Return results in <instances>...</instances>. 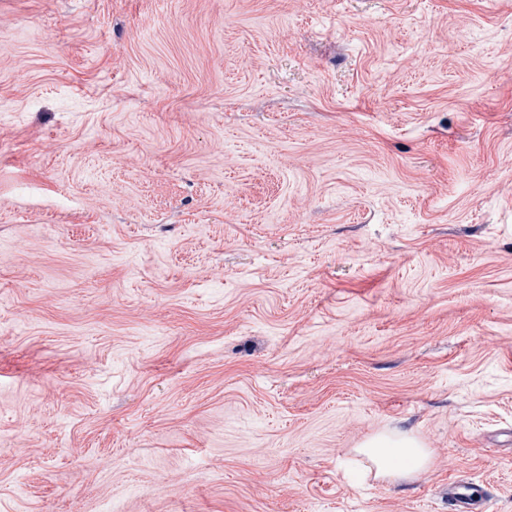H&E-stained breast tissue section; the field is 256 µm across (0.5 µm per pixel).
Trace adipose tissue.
Wrapping results in <instances>:
<instances>
[{
    "label": "adipose tissue",
    "instance_id": "obj_1",
    "mask_svg": "<svg viewBox=\"0 0 512 512\" xmlns=\"http://www.w3.org/2000/svg\"><path fill=\"white\" fill-rule=\"evenodd\" d=\"M375 468V476L388 481L409 480L425 470L432 461L431 449L406 433L378 435L359 448Z\"/></svg>",
    "mask_w": 512,
    "mask_h": 512
}]
</instances>
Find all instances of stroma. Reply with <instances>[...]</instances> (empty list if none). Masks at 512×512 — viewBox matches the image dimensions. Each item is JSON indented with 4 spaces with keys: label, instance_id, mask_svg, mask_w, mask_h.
Wrapping results in <instances>:
<instances>
[{
    "label": "stroma",
    "instance_id": "1",
    "mask_svg": "<svg viewBox=\"0 0 512 512\" xmlns=\"http://www.w3.org/2000/svg\"><path fill=\"white\" fill-rule=\"evenodd\" d=\"M461 478L512 512V0H0V512ZM358 452L370 459L377 479L388 481L410 480L432 461L431 448L407 433L377 435L365 441Z\"/></svg>",
    "mask_w": 512,
    "mask_h": 512
}]
</instances>
